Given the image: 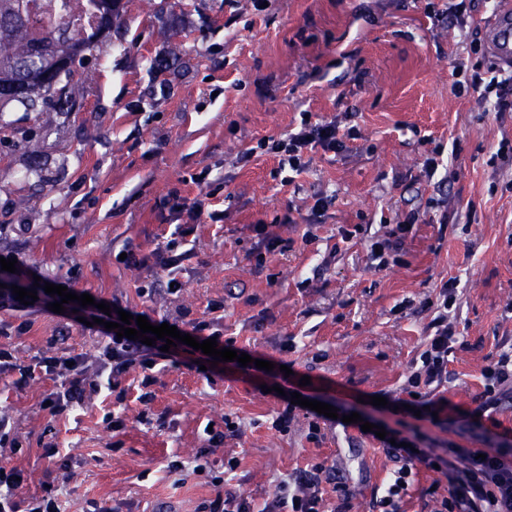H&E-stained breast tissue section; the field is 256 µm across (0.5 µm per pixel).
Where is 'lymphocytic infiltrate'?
<instances>
[{
    "instance_id": "f902f5d3",
    "label": "lymphocytic infiltrate",
    "mask_w": 512,
    "mask_h": 512,
    "mask_svg": "<svg viewBox=\"0 0 512 512\" xmlns=\"http://www.w3.org/2000/svg\"><path fill=\"white\" fill-rule=\"evenodd\" d=\"M472 86L491 111L512 112L511 69L474 73ZM357 136L355 129L341 130L333 120H312L306 112L298 130L279 139H260L244 151L243 157L248 160L271 154L277 157L281 171L299 175L308 167L306 152L319 148L341 153ZM211 197L208 191L193 199L177 193L169 195L162 207L176 223L173 238L147 255L128 251L125 265L150 263L171 273L181 270L192 256L186 243L198 225L206 219L214 224L224 220L223 211L212 208ZM420 221V213L413 211L390 225L384 234L372 237L367 244L372 267L382 270L398 262ZM53 301V296L42 292L33 304L24 305L12 288H0V312L10 316L9 321L0 322V374L13 375V384L19 389L39 372L58 377V384L45 395L51 418L69 415L92 396L113 394L122 375L133 366L144 372L138 400L150 405L154 399L152 371L162 361L176 360L192 369L208 360L202 351L183 343L165 353L158 340L148 346L138 340L115 338L94 358L61 351L24 362L3 339L26 333L32 318ZM458 301L457 282L449 279L421 306L431 319L399 396L388 399L389 406L397 410L396 420L380 446L393 468L381 495L370 501L369 512H401L403 498L420 465L439 469L448 477L446 487L421 491L422 503L433 505V512H512V431L499 430L497 420L504 406H512V343L502 342L499 352L481 369L482 389L474 399V408L461 410L452 405L446 396L449 357L464 341L449 324L448 316L457 310ZM433 426L452 432V439L432 436L429 429ZM214 484L217 492L204 504V512H348L350 507L348 486L337 478L335 470L321 463L297 470L282 481L276 497L259 511L252 501L224 489L223 479H215Z\"/></svg>"
}]
</instances>
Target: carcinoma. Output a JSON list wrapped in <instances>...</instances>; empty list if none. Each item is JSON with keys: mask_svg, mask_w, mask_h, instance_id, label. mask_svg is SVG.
I'll list each match as a JSON object with an SVG mask.
<instances>
[{"mask_svg": "<svg viewBox=\"0 0 512 512\" xmlns=\"http://www.w3.org/2000/svg\"><path fill=\"white\" fill-rule=\"evenodd\" d=\"M28 2L0 0V123L14 102L30 112L45 111L49 101L56 112L78 108L62 85L70 76L69 62L90 49L97 35L121 17V0H91L101 8L97 32L82 38L71 31L63 14L48 26L35 28Z\"/></svg>", "mask_w": 512, "mask_h": 512, "instance_id": "cac0c4a2", "label": "carcinoma"}]
</instances>
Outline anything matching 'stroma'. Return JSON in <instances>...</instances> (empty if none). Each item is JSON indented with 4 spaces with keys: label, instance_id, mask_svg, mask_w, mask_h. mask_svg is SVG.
I'll return each mask as SVG.
<instances>
[{
    "label": "stroma",
    "instance_id": "stroma-1",
    "mask_svg": "<svg viewBox=\"0 0 512 512\" xmlns=\"http://www.w3.org/2000/svg\"><path fill=\"white\" fill-rule=\"evenodd\" d=\"M427 1L271 0L258 13L250 0H122L121 25L71 66L67 90L80 111L6 110L0 249L20 253L42 281L157 322L184 310L207 321L208 303L223 302L217 330L229 348L288 364L289 392L387 424L389 411L360 398L398 394L430 320L422 301L457 278L452 322L465 344L450 358L447 396L471 407L487 357L512 336V163L494 157L501 137L512 138V112L486 111L469 84L497 65L485 41L500 0H475L465 26L445 29L427 17ZM305 112L359 130L354 150L310 152L289 184L274 157L241 161ZM429 157L446 165L447 182L427 177ZM205 169L223 182L212 202L224 223L199 227L171 295L166 271L114 255L126 244L146 254L169 237L163 200L175 190L196 197L191 177ZM321 194L336 201L307 226ZM413 209L425 221L401 264L371 268L364 240ZM255 224L289 240L288 251L257 263ZM346 225L359 228L353 241L338 233ZM289 336L293 350L280 351ZM8 342L29 361L51 346L92 357L108 338L47 310ZM141 377L137 367L122 376L124 400L97 397L52 421L39 404L53 380L18 390L0 376V414L20 442L0 447V458L23 472L22 497L51 483L63 512H202L216 492L212 474L231 455L240 466L227 488L258 507L309 463L336 467L353 492L350 512H368L386 481L391 463L377 442L339 426L309 442V408L287 432L273 429L285 402L272 373L169 363L154 372L147 408L136 399ZM108 413L124 419L120 435L107 429ZM228 414L242 436L209 448L205 426H223ZM50 441L60 459L45 458ZM204 448L211 473L167 472Z\"/></svg>",
    "mask_w": 512,
    "mask_h": 512
}]
</instances>
